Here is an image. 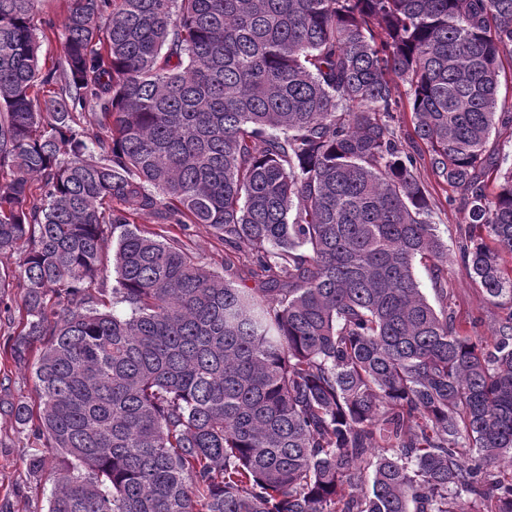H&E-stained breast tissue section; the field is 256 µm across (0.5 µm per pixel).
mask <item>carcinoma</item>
<instances>
[{"label":"carcinoma","instance_id":"cac0c4a2","mask_svg":"<svg viewBox=\"0 0 512 512\" xmlns=\"http://www.w3.org/2000/svg\"><path fill=\"white\" fill-rule=\"evenodd\" d=\"M66 2L43 73L39 0H0L9 354L41 345L25 462L63 458L48 512H512V166L485 182L512 0ZM404 100L467 214L455 262L499 309L489 337L448 304ZM143 212L212 229L226 269L247 248L258 286ZM130 221L141 231L183 241L201 263L238 282L233 274L235 269L224 271V267L221 266L224 243L214 236L209 228L200 224H158L155 216L150 213L134 215Z\"/></svg>","mask_w":512,"mask_h":512}]
</instances>
